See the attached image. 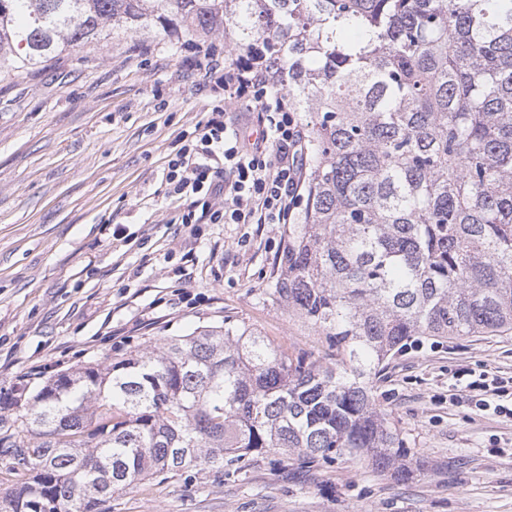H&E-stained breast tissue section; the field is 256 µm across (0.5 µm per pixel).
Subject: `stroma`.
<instances>
[{
    "label": "stroma",
    "mask_w": 512,
    "mask_h": 512,
    "mask_svg": "<svg viewBox=\"0 0 512 512\" xmlns=\"http://www.w3.org/2000/svg\"><path fill=\"white\" fill-rule=\"evenodd\" d=\"M192 46L130 31L0 73V390L36 385L224 320L323 364L336 351L273 295L280 224L172 223L182 132L205 121L212 76ZM512 376V331L409 347L374 379L411 480L365 457L270 451L113 495L111 512H512V420L455 396L460 370Z\"/></svg>",
    "instance_id": "stroma-1"
}]
</instances>
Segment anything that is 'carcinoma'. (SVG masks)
Here are the masks:
<instances>
[{"label": "carcinoma", "mask_w": 512, "mask_h": 512, "mask_svg": "<svg viewBox=\"0 0 512 512\" xmlns=\"http://www.w3.org/2000/svg\"><path fill=\"white\" fill-rule=\"evenodd\" d=\"M275 74L307 113L303 222L273 295L336 363L228 322L0 392V512H109L161 475L269 451L414 473L373 379L414 342L512 330V0H0V71L103 27Z\"/></svg>", "instance_id": "obj_1"}]
</instances>
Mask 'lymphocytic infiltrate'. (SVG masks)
I'll return each instance as SVG.
<instances>
[{"mask_svg":"<svg viewBox=\"0 0 512 512\" xmlns=\"http://www.w3.org/2000/svg\"><path fill=\"white\" fill-rule=\"evenodd\" d=\"M192 63L218 79L210 118L182 135L180 149L167 164L171 193L192 201L179 223L190 229L199 224L293 223L307 157L304 131L286 93L263 70L223 67L211 44L198 45ZM240 100L252 103L260 114L262 129L251 143L224 118L225 103ZM467 389L478 410L512 418V404L503 401L504 378L483 373Z\"/></svg>","mask_w":512,"mask_h":512,"instance_id":"lymphocytic-infiltrate-1","label":"lymphocytic infiltrate"}]
</instances>
